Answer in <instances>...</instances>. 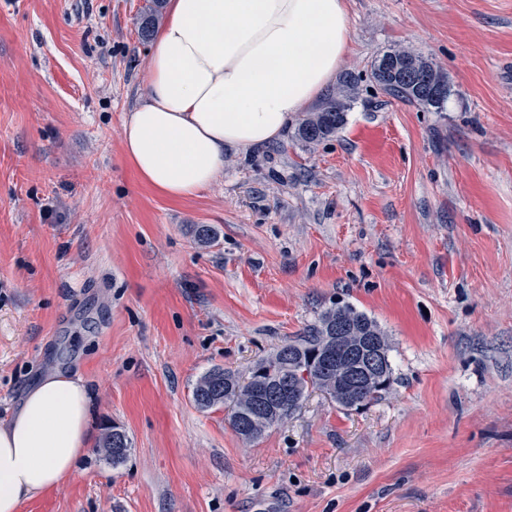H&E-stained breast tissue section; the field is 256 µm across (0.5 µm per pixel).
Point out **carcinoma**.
I'll return each instance as SVG.
<instances>
[{
  "instance_id": "cac0c4a2",
  "label": "carcinoma",
  "mask_w": 512,
  "mask_h": 512,
  "mask_svg": "<svg viewBox=\"0 0 512 512\" xmlns=\"http://www.w3.org/2000/svg\"><path fill=\"white\" fill-rule=\"evenodd\" d=\"M163 0H151L148 9L141 17L139 31L142 39L147 40L155 28L161 13ZM374 82L386 93L405 102L416 103L427 109L439 112L448 100L449 88L447 77L432 62L408 47L391 49L377 56L371 70ZM427 77L440 89V94L430 96L419 87L417 79ZM357 81L353 76L343 82L336 94L316 111L309 112L299 122L294 139L304 145H318L332 138L346 122L347 101L356 90ZM342 323L345 333L352 336H382L384 332L377 322L356 308L344 305L324 311L306 335L286 344L293 351L292 363L288 365V375L294 377L306 370L309 378H299L300 389L297 401L288 406V412L278 417L267 416L269 404L265 395L260 393L254 400L246 403L241 398L243 389L239 380L229 371L214 368L196 382L192 390L194 405L202 410L225 408L228 420L234 431L247 441L261 437L273 426L287 420L299 411L309 389H317L326 394L340 407H345L336 388L327 383L329 373L321 368L324 352L329 345L327 337L336 335V323ZM282 367L281 352L272 354L258 363L250 372L259 385L264 386L280 372ZM100 451L117 465L125 460L128 439L119 427L102 436Z\"/></svg>"
}]
</instances>
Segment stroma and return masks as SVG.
Returning <instances> with one entry per match:
<instances>
[{"mask_svg":"<svg viewBox=\"0 0 512 512\" xmlns=\"http://www.w3.org/2000/svg\"><path fill=\"white\" fill-rule=\"evenodd\" d=\"M148 3L0 0V421L57 369L92 395L85 460L19 512H512V0H346L344 127L225 151L180 201L120 140ZM399 46L448 75L442 111L373 81ZM344 304L389 340L381 400L313 390L252 442L196 408ZM114 448L121 449L115 451ZM99 450L103 452L106 457L112 459V464L117 465L127 457L129 451L127 436L119 427L112 426V430L107 431L102 436Z\"/></svg>","mask_w":512,"mask_h":512,"instance_id":"1","label":"stroma"}]
</instances>
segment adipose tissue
I'll use <instances>...</instances> for the list:
<instances>
[{"mask_svg":"<svg viewBox=\"0 0 512 512\" xmlns=\"http://www.w3.org/2000/svg\"><path fill=\"white\" fill-rule=\"evenodd\" d=\"M350 49L345 0H167L142 101L121 126L140 181L181 200L210 186L224 151L282 140ZM90 396L62 374L0 423V512L60 487L87 452Z\"/></svg>","mask_w":512,"mask_h":512,"instance_id":"obj_1","label":"adipose tissue"}]
</instances>
